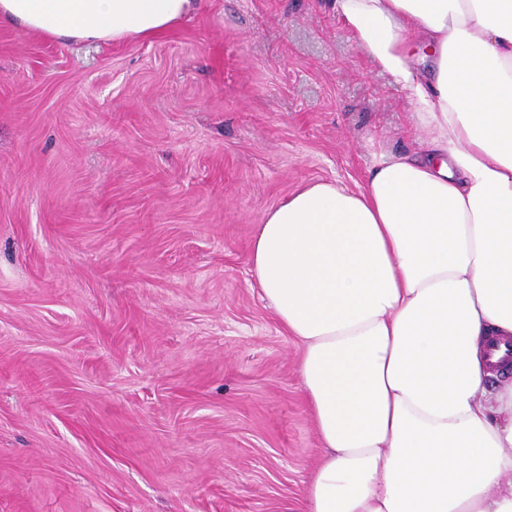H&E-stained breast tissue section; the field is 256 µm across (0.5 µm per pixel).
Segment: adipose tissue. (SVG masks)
Segmentation results:
<instances>
[{"instance_id":"obj_1","label":"adipose tissue","mask_w":512,"mask_h":512,"mask_svg":"<svg viewBox=\"0 0 512 512\" xmlns=\"http://www.w3.org/2000/svg\"><path fill=\"white\" fill-rule=\"evenodd\" d=\"M201 0H0L53 40L162 36ZM418 147L266 209L248 264L300 347L321 454L301 512H512V0H336ZM427 66L412 60L415 44Z\"/></svg>"}]
</instances>
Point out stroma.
<instances>
[{
	"mask_svg": "<svg viewBox=\"0 0 512 512\" xmlns=\"http://www.w3.org/2000/svg\"><path fill=\"white\" fill-rule=\"evenodd\" d=\"M333 3L97 47L0 27V512H299L320 441L255 226L415 134Z\"/></svg>",
	"mask_w": 512,
	"mask_h": 512,
	"instance_id": "35a3bbf8",
	"label": "stroma"
}]
</instances>
